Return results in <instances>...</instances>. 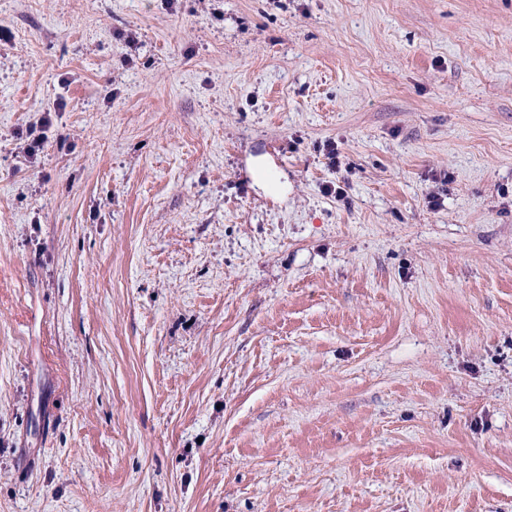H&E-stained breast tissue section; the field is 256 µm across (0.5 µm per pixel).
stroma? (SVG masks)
Segmentation results:
<instances>
[{"mask_svg":"<svg viewBox=\"0 0 512 512\" xmlns=\"http://www.w3.org/2000/svg\"><path fill=\"white\" fill-rule=\"evenodd\" d=\"M0 29V512H512V0ZM48 112V113H47ZM50 111L41 113L40 117L36 122L29 125L27 134L31 138L30 142L26 144L24 150L29 156L36 155V152L40 150L45 139L44 131L46 127L50 125Z\"/></svg>","mask_w":512,"mask_h":512,"instance_id":"stroma-1","label":"stroma"}]
</instances>
